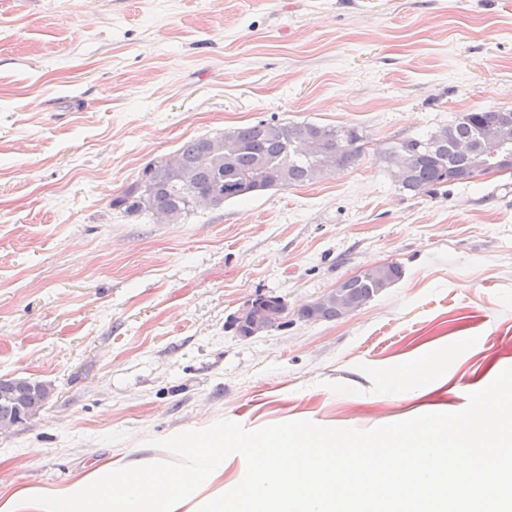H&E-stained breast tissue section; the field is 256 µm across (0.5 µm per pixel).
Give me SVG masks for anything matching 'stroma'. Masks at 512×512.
<instances>
[{"label": "stroma", "mask_w": 512, "mask_h": 512, "mask_svg": "<svg viewBox=\"0 0 512 512\" xmlns=\"http://www.w3.org/2000/svg\"><path fill=\"white\" fill-rule=\"evenodd\" d=\"M481 108L512 110V0H0V377L52 387L0 432V484L165 460L152 439L222 419L463 410L512 367V170L413 196L385 154ZM272 119L363 153L176 224L113 207L184 141ZM388 262L354 313L297 318ZM259 295L288 322L241 337Z\"/></svg>", "instance_id": "1"}]
</instances>
